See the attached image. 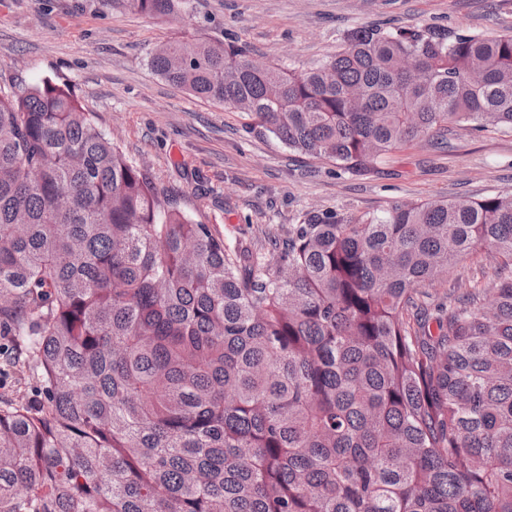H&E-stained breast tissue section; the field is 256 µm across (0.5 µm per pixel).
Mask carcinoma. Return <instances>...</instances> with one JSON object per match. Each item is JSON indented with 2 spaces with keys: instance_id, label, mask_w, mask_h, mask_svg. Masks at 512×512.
Returning <instances> with one entry per match:
<instances>
[{
  "instance_id": "carcinoma-1",
  "label": "carcinoma",
  "mask_w": 512,
  "mask_h": 512,
  "mask_svg": "<svg viewBox=\"0 0 512 512\" xmlns=\"http://www.w3.org/2000/svg\"><path fill=\"white\" fill-rule=\"evenodd\" d=\"M167 17L187 0H108ZM235 40L154 72L366 175L448 130H512V35L347 33L302 72ZM512 193L292 224L272 253L164 196L71 90L0 93V512H512V274L412 326ZM4 366L1 365L0 377V395L1 397H13L16 399H33L29 384L19 385L18 375L8 371L4 372Z\"/></svg>"
}]
</instances>
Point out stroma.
<instances>
[{"label":"stroma","instance_id":"1","mask_svg":"<svg viewBox=\"0 0 512 512\" xmlns=\"http://www.w3.org/2000/svg\"><path fill=\"white\" fill-rule=\"evenodd\" d=\"M439 26L512 35V0H190L181 18L115 11L103 0H0V88L68 84L126 156L150 168L181 209L256 250L311 216L381 215L406 202L512 193V131L459 130L421 141L355 176L289 150L241 110L190 95L154 73L160 45L230 34L258 61L300 71L334 56L359 27ZM496 261L465 257L420 289L432 312L486 284Z\"/></svg>","mask_w":512,"mask_h":512}]
</instances>
